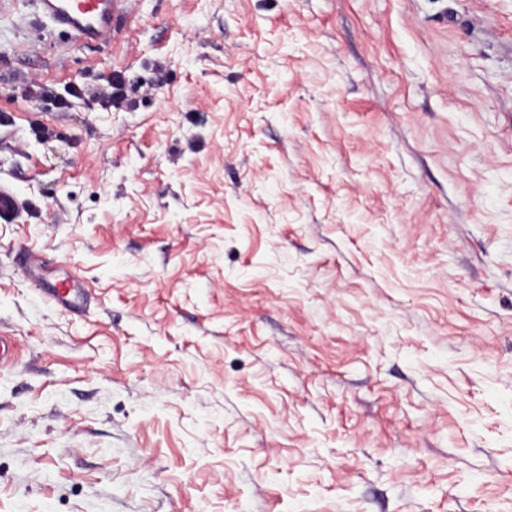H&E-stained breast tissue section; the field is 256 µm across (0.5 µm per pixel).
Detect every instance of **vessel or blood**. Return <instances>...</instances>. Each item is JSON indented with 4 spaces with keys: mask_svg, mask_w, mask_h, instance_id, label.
Masks as SVG:
<instances>
[{
    "mask_svg": "<svg viewBox=\"0 0 512 512\" xmlns=\"http://www.w3.org/2000/svg\"><path fill=\"white\" fill-rule=\"evenodd\" d=\"M40 15L80 44L107 43L125 0H31Z\"/></svg>",
    "mask_w": 512,
    "mask_h": 512,
    "instance_id": "1",
    "label": "vessel or blood"
}]
</instances>
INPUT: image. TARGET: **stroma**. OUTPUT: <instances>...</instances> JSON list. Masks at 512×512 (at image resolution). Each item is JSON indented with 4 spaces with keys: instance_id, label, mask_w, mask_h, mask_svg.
Wrapping results in <instances>:
<instances>
[{
    "instance_id": "1",
    "label": "stroma",
    "mask_w": 512,
    "mask_h": 512,
    "mask_svg": "<svg viewBox=\"0 0 512 512\" xmlns=\"http://www.w3.org/2000/svg\"><path fill=\"white\" fill-rule=\"evenodd\" d=\"M1 111L0 512H512V0H0ZM125 0H31L40 15L65 31L76 43L112 41L113 20ZM101 85L95 88H85L74 85L69 93L70 96L80 98L88 94L90 97L97 98L103 108H111L113 104L118 103L124 95L126 77L124 74L108 73L101 75Z\"/></svg>"
}]
</instances>
